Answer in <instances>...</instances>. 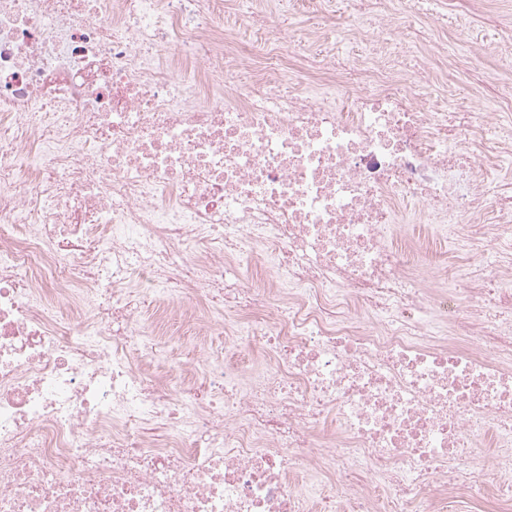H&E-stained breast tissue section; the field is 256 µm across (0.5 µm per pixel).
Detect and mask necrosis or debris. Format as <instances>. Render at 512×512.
<instances>
[{
    "instance_id": "4bbe7bcc",
    "label": "necrosis or debris",
    "mask_w": 512,
    "mask_h": 512,
    "mask_svg": "<svg viewBox=\"0 0 512 512\" xmlns=\"http://www.w3.org/2000/svg\"><path fill=\"white\" fill-rule=\"evenodd\" d=\"M412 4L0 0V512H512V97ZM194 336L190 335V328L180 323L174 324L162 340L168 343V347L160 359V369H165L168 363L183 364L197 362Z\"/></svg>"
}]
</instances>
